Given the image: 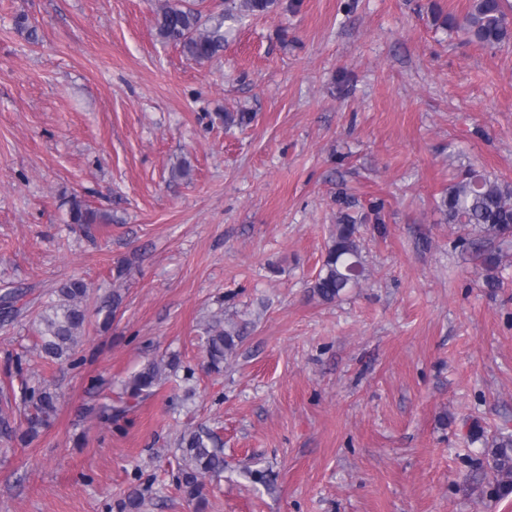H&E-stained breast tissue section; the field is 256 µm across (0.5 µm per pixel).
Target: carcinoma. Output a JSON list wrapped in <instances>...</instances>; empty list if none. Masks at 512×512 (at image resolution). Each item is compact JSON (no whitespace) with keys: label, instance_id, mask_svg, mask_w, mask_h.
Wrapping results in <instances>:
<instances>
[{"label":"carcinoma","instance_id":"cac0c4a2","mask_svg":"<svg viewBox=\"0 0 512 512\" xmlns=\"http://www.w3.org/2000/svg\"><path fill=\"white\" fill-rule=\"evenodd\" d=\"M276 0H224V12L205 15L197 4L162 6L156 14L157 35L181 47L183 55L196 63L208 61L224 50V18L244 14L266 13ZM509 4L506 0H473L470 11L460 19L448 17V26L468 41L484 46H498L512 38L507 22ZM72 224H110L112 215L91 207L76 196L66 201ZM438 210L449 224L473 226L479 233L502 241L512 238V186L501 182L482 168L470 166L451 184L437 203ZM358 219L348 213L338 217L336 233L327 245L322 265L312 283L313 292L324 302H333L350 288H356L367 277L362 248L356 236ZM462 243L475 253L485 278L494 281L491 272L501 261L497 252L485 249L476 239ZM55 299L35 321L39 356L62 364L71 361L75 348L84 335L86 302L90 289L81 278L72 277L54 290ZM122 294L114 289L105 296L99 311L104 322H111L122 305ZM204 352L210 368L216 372L233 354L240 340L239 331L224 318L215 315L205 328ZM175 357L148 361L123 385L117 396H105L89 406L87 412L101 423H110L126 414L154 394L166 372L178 369ZM26 411L27 427L21 439L35 436L56 414L57 395L47 387H26L21 396ZM182 465L177 485L197 508L205 506V480L224 473V448L221 437L209 428H197L183 433L179 440ZM492 468L505 476L498 483L496 494L512 488V434L500 435L491 456Z\"/></svg>","mask_w":512,"mask_h":512}]
</instances>
